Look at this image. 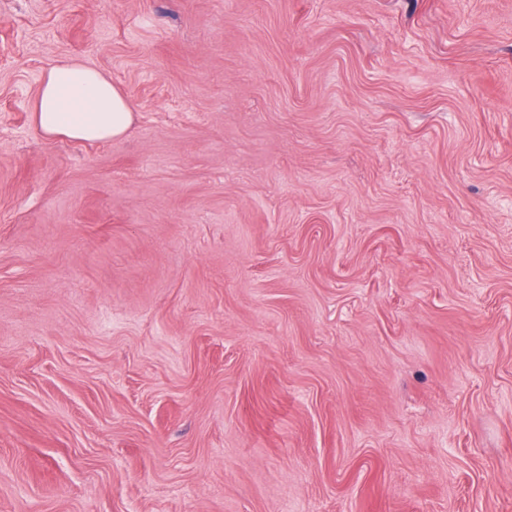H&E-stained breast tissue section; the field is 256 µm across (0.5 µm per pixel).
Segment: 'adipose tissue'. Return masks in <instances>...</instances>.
Masks as SVG:
<instances>
[{
    "label": "adipose tissue",
    "instance_id": "ef3b65f1",
    "mask_svg": "<svg viewBox=\"0 0 512 512\" xmlns=\"http://www.w3.org/2000/svg\"><path fill=\"white\" fill-rule=\"evenodd\" d=\"M34 117L44 138L97 143L125 135L134 112L109 77L83 62L68 60L44 73Z\"/></svg>",
    "mask_w": 512,
    "mask_h": 512
}]
</instances>
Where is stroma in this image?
Here are the masks:
<instances>
[{
	"instance_id": "stroma-1",
	"label": "stroma",
	"mask_w": 512,
	"mask_h": 512,
	"mask_svg": "<svg viewBox=\"0 0 512 512\" xmlns=\"http://www.w3.org/2000/svg\"><path fill=\"white\" fill-rule=\"evenodd\" d=\"M0 512H512V0H0ZM37 131L97 143L125 135L133 109L112 79L82 61L51 66L43 75L34 107Z\"/></svg>"
}]
</instances>
